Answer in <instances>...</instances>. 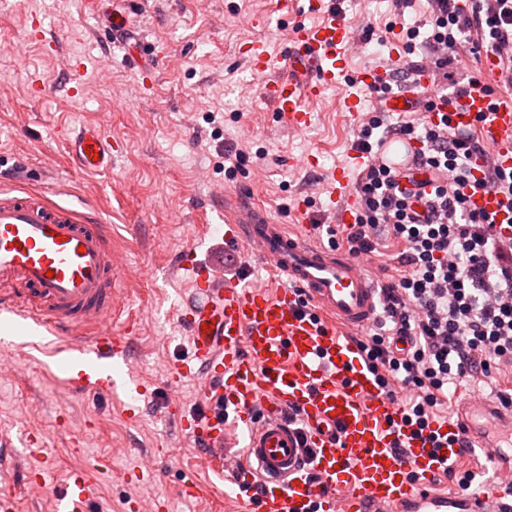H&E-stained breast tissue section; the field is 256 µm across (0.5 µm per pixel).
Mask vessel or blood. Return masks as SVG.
<instances>
[{"instance_id": "1", "label": "vessel or blood", "mask_w": 512, "mask_h": 512, "mask_svg": "<svg viewBox=\"0 0 512 512\" xmlns=\"http://www.w3.org/2000/svg\"><path fill=\"white\" fill-rule=\"evenodd\" d=\"M319 19L288 33L289 74L272 76L265 43H250L249 66L264 75V97L289 129L309 126L314 107L350 74L352 32L326 0H309ZM112 41L130 27L126 0H101ZM499 61L483 55V75L461 95L438 102L427 118L458 131H476L489 143L493 162L512 168V91L490 95ZM422 72L414 88L390 95L388 111H415L416 89L430 85ZM70 159L84 171L112 167V136L98 122H83L66 137ZM415 144L386 142L379 154L388 167L413 168ZM52 194L0 184V314L20 317L62 337L66 383L79 393L144 395L145 388L114 369L127 341L112 328L117 296L112 286V244L97 214L59 203ZM330 203L342 223L354 221L356 199L348 172L327 175ZM473 207L495 219V232L512 238V212L489 190ZM227 245L240 263L261 258L279 282L224 280L214 267H179L192 273L193 299L180 313L191 356L172 365L173 382L206 371L200 399L221 401L231 418L206 414L184 428L210 460L222 462L238 512H512V405L471 396L454 418L433 424L434 438L398 423V404L382 395L363 361L357 331L374 318L377 284L354 256L318 245L311 230L288 232L258 204L224 202ZM310 298L316 312L301 305ZM482 461V491H433L435 478L461 451ZM91 477L71 472L55 495L53 512H91Z\"/></svg>"}]
</instances>
